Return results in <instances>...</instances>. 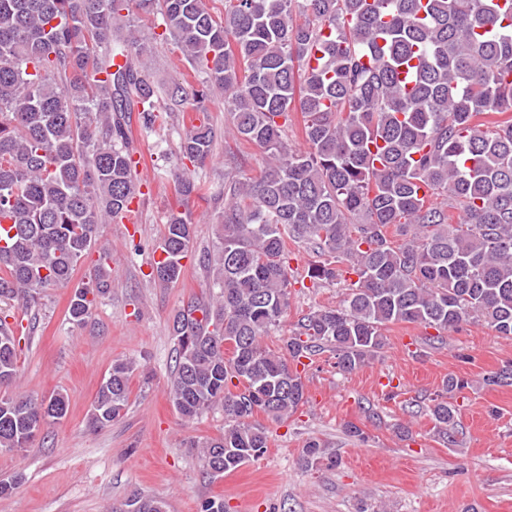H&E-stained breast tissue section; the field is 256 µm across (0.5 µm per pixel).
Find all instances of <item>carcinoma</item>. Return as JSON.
Returning <instances> with one entry per match:
<instances>
[{"label": "carcinoma", "instance_id": "obj_1", "mask_svg": "<svg viewBox=\"0 0 512 512\" xmlns=\"http://www.w3.org/2000/svg\"><path fill=\"white\" fill-rule=\"evenodd\" d=\"M155 14L163 31L152 38L172 41L193 74L165 91L138 26ZM216 90L229 134L266 164L224 181L216 242L199 258L218 293L183 305L171 325L174 406L188 422L224 412V433L186 441L206 474L266 452L254 413L279 422L297 410L303 358L329 351L350 373L381 353L390 323L444 334L477 321L512 338V0H224L214 13L203 0H0V448L31 447L68 411L61 392L10 390L19 340L1 305L67 285L100 227L141 201L133 125L148 133L182 113V158L206 164ZM295 112L305 150L286 142ZM174 177L181 196L204 189ZM288 238L316 256L312 287L348 288L271 348L263 338L293 286ZM193 240L189 215L168 213L155 245L165 258L147 277L177 283ZM111 290L103 250L73 289L71 323L86 326ZM136 372L145 366L112 364L91 428L124 415ZM483 384L512 385V366ZM468 387L450 375L430 399L433 430L450 446L455 395Z\"/></svg>", "mask_w": 512, "mask_h": 512}]
</instances>
